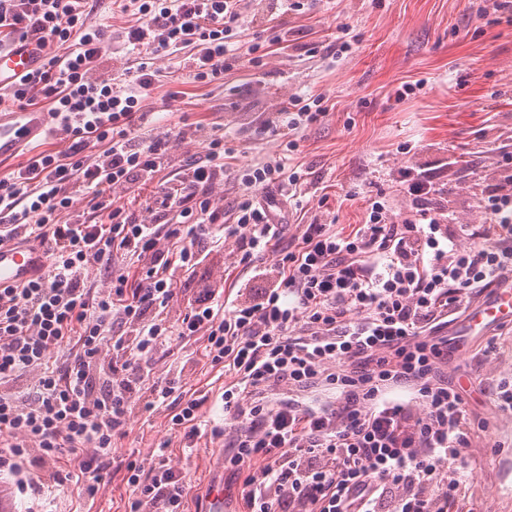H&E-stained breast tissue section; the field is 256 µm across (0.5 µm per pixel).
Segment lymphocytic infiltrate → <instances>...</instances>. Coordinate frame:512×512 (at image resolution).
<instances>
[{
    "label": "lymphocytic infiltrate",
    "instance_id": "obj_1",
    "mask_svg": "<svg viewBox=\"0 0 512 512\" xmlns=\"http://www.w3.org/2000/svg\"><path fill=\"white\" fill-rule=\"evenodd\" d=\"M113 3L137 52L122 87L97 74L109 34L93 22L89 0H0V48L30 38L42 55L5 100L52 113L66 135L64 148L31 153L0 178V241L50 244L45 278L0 290V473L38 466L34 492L77 473L96 485L111 480L112 438L135 404L153 409L175 390L173 380H151L150 360L171 338L202 336L211 366L232 378L224 412L238 426L224 463H262L260 477L241 487L249 512H380L389 496L393 512H443L460 483L446 470L471 419L458 388L437 375L440 332L472 293L512 271V174L483 196L493 233L476 245L449 235L444 188L409 168L412 206L402 223L377 196L350 234L305 225L277 268L255 266L284 234L275 206L302 194L303 173L281 157L257 164L236 175L242 198L227 212L212 200L232 153L223 139L169 180L157 177L168 136L132 143L147 120L156 57L174 58L202 85L245 63L262 66V44L246 36L247 0ZM326 113L295 97L265 127L287 133L294 151ZM153 179L150 219L106 204V195ZM81 187L94 192L98 223L72 209ZM273 187L279 199L267 198ZM227 239L265 288L244 285L229 299L223 284L205 285L171 316L175 274L194 273L205 242ZM94 270L105 277L97 291L88 284ZM26 374L35 389L27 402L12 388ZM283 382L329 386L339 404L269 403L267 390ZM402 385L416 391L418 407L384 399ZM124 469L130 512H183L189 484L166 459L148 468L131 459Z\"/></svg>",
    "mask_w": 512,
    "mask_h": 512
}]
</instances>
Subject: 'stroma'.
<instances>
[{"mask_svg": "<svg viewBox=\"0 0 512 512\" xmlns=\"http://www.w3.org/2000/svg\"><path fill=\"white\" fill-rule=\"evenodd\" d=\"M94 21L108 27L107 71L124 83L132 61L121 36L124 20L112 0H93ZM494 0H317L311 9L289 18L288 47L274 49L262 78L248 69L229 73L208 86L193 82L177 63L160 61L159 82L147 101L152 115L136 141L148 144L169 135L170 163L165 175L204 157L211 138L226 136L237 152L232 169H244L268 156L288 154L289 165L307 174L306 193L285 205L289 226L283 241L260 254L258 266H275L282 249L311 222L349 234L364 219L370 197L392 204L393 220L409 214L410 200L401 186L407 168L428 172L446 184L449 231L467 247L487 226L478 206L485 187L512 171V14L493 8ZM356 35L352 51H336L343 30ZM317 48L309 56V48ZM181 91L171 101L168 91ZM322 97L327 116L305 132L297 152L287 153L283 135L260 134L267 114L289 98ZM236 246L227 241L211 252L194 278L176 277L173 312L183 311L204 282L223 281L225 294L246 281L250 270L237 266ZM495 340L497 350L484 348ZM205 341L171 339L154 359L156 377L178 375L182 391L204 396L198 414L201 434L186 444L184 431L172 423L180 409L177 395L149 412L134 411L126 432L112 439V459L151 465L165 449L171 466L191 487L186 512H204L206 491L224 483V512H247L240 497L246 477L225 473L222 394L226 378L205 357ZM440 377L456 385L472 415L468 443L456 463L462 474L449 512H512V412L497 393L512 386V328L470 341L467 349L449 345ZM17 512H128L129 488L121 474L88 493L75 483L46 487L39 497L20 494L11 477Z\"/></svg>", "mask_w": 512, "mask_h": 512, "instance_id": "35a3bbf8", "label": "stroma"}]
</instances>
